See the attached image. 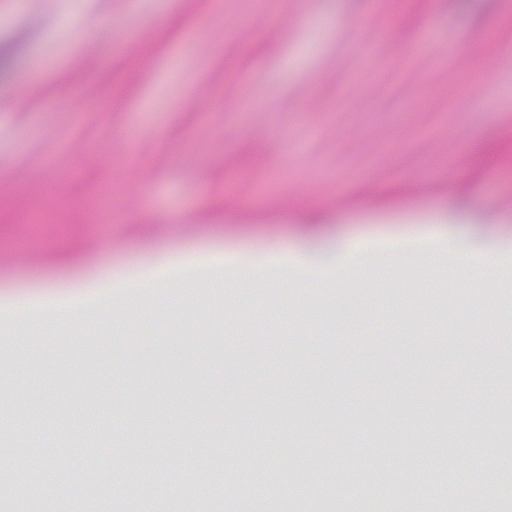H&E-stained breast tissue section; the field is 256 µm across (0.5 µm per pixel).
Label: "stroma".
Returning a JSON list of instances; mask_svg holds the SVG:
<instances>
[{"label":"stroma","instance_id":"35a3bbf8","mask_svg":"<svg viewBox=\"0 0 512 512\" xmlns=\"http://www.w3.org/2000/svg\"><path fill=\"white\" fill-rule=\"evenodd\" d=\"M302 11L308 25L290 26ZM200 14L210 35L191 31ZM259 14L266 33L239 42ZM134 20L149 59L131 82L118 54ZM374 28L386 37L357 52ZM0 43L16 53L0 183L14 205L72 173L76 209L67 224L0 209V446L43 447L37 482H84L99 512H170L160 469L181 512H307L378 478L422 512H512L485 492L512 454L471 430L479 400L512 391V162L486 156L512 142V0H408L394 15L385 0H0ZM90 75L97 114L75 97ZM392 84L404 95L388 111ZM345 97L350 111L316 109ZM490 254L501 264L478 299L455 272ZM161 257L184 276L153 271ZM129 273L141 287L122 286ZM272 404L286 416L271 430ZM390 404L415 409L413 442L399 416L392 446L377 444L371 420ZM70 413L78 447L126 472L124 495L100 496L99 476L52 447ZM450 418L464 490L427 447ZM219 432L234 452L219 454Z\"/></svg>","mask_w":512,"mask_h":512}]
</instances>
